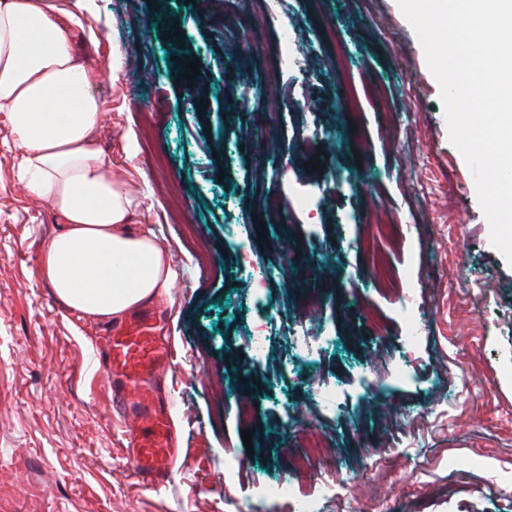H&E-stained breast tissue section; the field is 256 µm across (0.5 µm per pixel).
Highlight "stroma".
Wrapping results in <instances>:
<instances>
[{
	"instance_id": "stroma-1",
	"label": "stroma",
	"mask_w": 512,
	"mask_h": 512,
	"mask_svg": "<svg viewBox=\"0 0 512 512\" xmlns=\"http://www.w3.org/2000/svg\"><path fill=\"white\" fill-rule=\"evenodd\" d=\"M92 25L95 46L73 42L107 105L98 147L143 194L137 222L177 272L153 305L176 356L157 397L180 453L162 489L139 481L93 360L112 323L41 278L61 219L18 180L0 112V512H267L256 490L273 481L319 512H512V265L396 0H165L159 20L147 0H95ZM286 34L300 65L281 53ZM185 57L199 75L183 76ZM305 189L307 210L294 203ZM272 194L288 211L278 224L262 207ZM378 216L409 235L381 237ZM242 253L270 270L265 287ZM407 292L425 324L412 350L399 343ZM260 322L271 343L257 361ZM299 325L320 337L314 351L291 343ZM399 364L410 375L397 382ZM324 384L336 411L317 403ZM290 448L335 470L340 494L291 469Z\"/></svg>"
}]
</instances>
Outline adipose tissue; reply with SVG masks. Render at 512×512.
<instances>
[{
    "mask_svg": "<svg viewBox=\"0 0 512 512\" xmlns=\"http://www.w3.org/2000/svg\"><path fill=\"white\" fill-rule=\"evenodd\" d=\"M83 10L55 0H0V111L21 151L18 177L62 219L39 260L63 304L95 320L118 319L171 288L167 253L136 226L141 200L112 176L96 146L106 109L73 51V31L97 36Z\"/></svg>",
    "mask_w": 512,
    "mask_h": 512,
    "instance_id": "adipose-tissue-1",
    "label": "adipose tissue"
}]
</instances>
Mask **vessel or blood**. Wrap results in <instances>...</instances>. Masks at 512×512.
<instances>
[{
    "instance_id": "b4317fda",
    "label": "vessel or blood",
    "mask_w": 512,
    "mask_h": 512,
    "mask_svg": "<svg viewBox=\"0 0 512 512\" xmlns=\"http://www.w3.org/2000/svg\"><path fill=\"white\" fill-rule=\"evenodd\" d=\"M97 357L100 368L121 381L112 406L131 421L134 471L144 485L161 488L179 450L170 412L155 396L172 367L173 351L159 334L154 311L140 309L114 325Z\"/></svg>"
}]
</instances>
